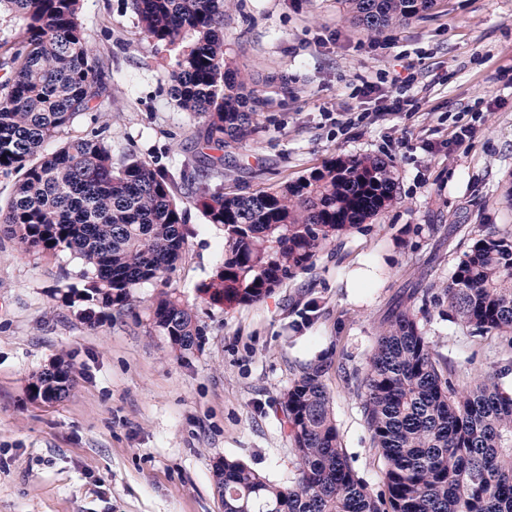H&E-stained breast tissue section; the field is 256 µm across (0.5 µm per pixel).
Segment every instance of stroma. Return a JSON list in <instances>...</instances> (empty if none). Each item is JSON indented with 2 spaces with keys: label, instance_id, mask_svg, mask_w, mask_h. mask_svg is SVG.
<instances>
[{
  "label": "stroma",
  "instance_id": "1",
  "mask_svg": "<svg viewBox=\"0 0 512 512\" xmlns=\"http://www.w3.org/2000/svg\"><path fill=\"white\" fill-rule=\"evenodd\" d=\"M79 21L110 78L105 108L78 117L66 137L100 135L113 155L134 151L186 193L182 175L203 158L199 124L162 75L175 51L144 36L127 0H80ZM224 50L244 75H287L291 92L267 87L260 133L225 147L212 187L247 193L333 157L378 156L395 166L394 198L271 296L233 308L200 291L223 258V230L186 205V244L167 285L135 289L134 312L108 310L93 325L79 259L0 239V512H223L220 458L291 481L279 402L313 366L325 370L352 467L380 492L384 464L358 397L377 336L393 311L440 293L485 226L512 232V0H436L376 38L344 0H227ZM366 81L401 94L406 111H375L359 93ZM462 126L472 138L452 145ZM363 263L375 280L357 294L348 276ZM167 286L202 330L192 352L150 325L146 305ZM419 325L459 388L502 368L512 385V338L477 334L444 305ZM60 359L75 387L33 401L31 378Z\"/></svg>",
  "mask_w": 512,
  "mask_h": 512
}]
</instances>
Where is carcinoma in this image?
<instances>
[{
  "label": "carcinoma",
  "mask_w": 512,
  "mask_h": 512,
  "mask_svg": "<svg viewBox=\"0 0 512 512\" xmlns=\"http://www.w3.org/2000/svg\"><path fill=\"white\" fill-rule=\"evenodd\" d=\"M79 0H0L20 22L0 40V173L18 179L0 234L26 251L69 250L86 267V319L100 308L135 307L134 289L173 270L187 236L170 177L135 153L119 158L97 136L73 137L49 155L45 143L94 111L104 72L78 22ZM225 0H130L145 36L178 49L164 73L177 106L202 120L198 143L223 150L259 129L269 103L260 83L224 54ZM370 37L421 19L434 0H345ZM224 156L208 157L189 198L223 228L224 258L201 285L214 305L232 308L270 295L283 278L313 265L327 245L377 215L393 198L392 161L332 158L295 181L249 193L210 190ZM479 334L512 335V233L487 229L458 263L442 295L422 297ZM417 312V313H419ZM412 310L391 315L376 337L361 380L360 406L383 457L384 490L372 493L342 448L324 370L309 367L280 401L296 458L292 481L278 483L234 460L214 469L224 512H512V388L499 376L460 391L435 357ZM152 328L179 352L201 329L173 290L149 306ZM34 377L49 402L74 386L69 365Z\"/></svg>",
  "instance_id": "1"
}]
</instances>
